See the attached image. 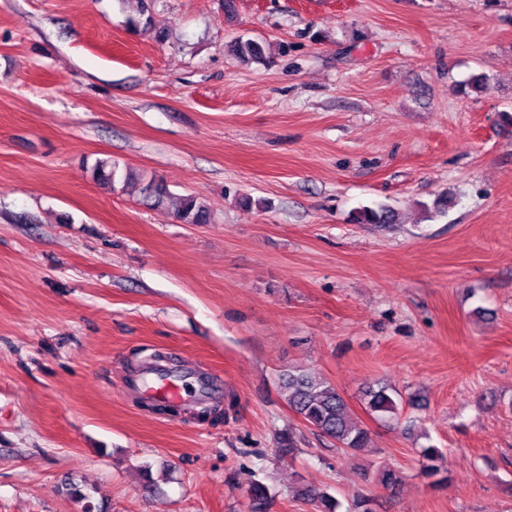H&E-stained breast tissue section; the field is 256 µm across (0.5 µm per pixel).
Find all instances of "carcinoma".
Segmentation results:
<instances>
[{"label":"carcinoma","instance_id":"cac0c4a2","mask_svg":"<svg viewBox=\"0 0 512 512\" xmlns=\"http://www.w3.org/2000/svg\"><path fill=\"white\" fill-rule=\"evenodd\" d=\"M233 51L244 59H259L264 54L263 45L253 40L235 42ZM92 176L112 186L119 181L124 187L132 179L128 169H119V165L110 159L97 161ZM176 215L184 224H209L212 221L210 207L191 195L181 198ZM395 220V212L385 206L365 207L358 213V221L365 224H392ZM280 386L288 393L289 408L321 436L334 441L336 448L348 452L367 446L368 429L352 418L345 399L331 383L290 368L280 375ZM364 400L367 411L374 417L389 422L400 421L401 396L393 388L379 384L370 386L364 393ZM420 456L422 473L432 479L431 485L443 484L446 478L440 476L441 467L437 464L442 458L441 451L433 446L422 447ZM248 496L250 512H270L273 497L264 483L252 481ZM298 498L311 505L313 512H339L341 507L337 498L328 492L307 485L300 487Z\"/></svg>","mask_w":512,"mask_h":512}]
</instances>
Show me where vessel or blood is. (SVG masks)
I'll return each instance as SVG.
<instances>
[{
  "instance_id": "1",
  "label": "vessel or blood",
  "mask_w": 512,
  "mask_h": 512,
  "mask_svg": "<svg viewBox=\"0 0 512 512\" xmlns=\"http://www.w3.org/2000/svg\"><path fill=\"white\" fill-rule=\"evenodd\" d=\"M128 394L149 404L177 402L203 405L222 392V386L208 375L193 370L169 371L166 363L152 361L126 379Z\"/></svg>"
}]
</instances>
